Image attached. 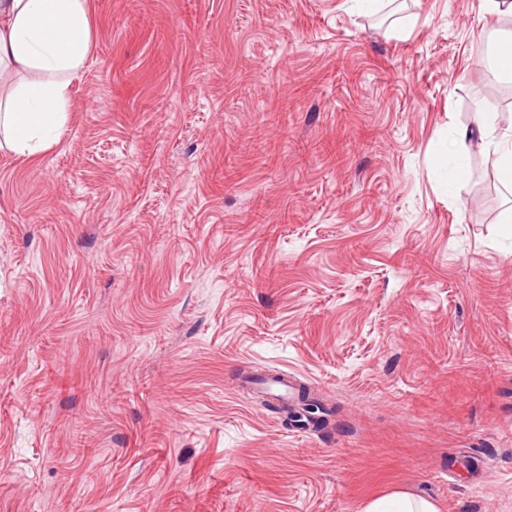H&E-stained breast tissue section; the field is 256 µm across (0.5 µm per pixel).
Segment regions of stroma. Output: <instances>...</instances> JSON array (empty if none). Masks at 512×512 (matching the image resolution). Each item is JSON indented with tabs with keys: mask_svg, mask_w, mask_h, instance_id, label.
<instances>
[{
	"mask_svg": "<svg viewBox=\"0 0 512 512\" xmlns=\"http://www.w3.org/2000/svg\"><path fill=\"white\" fill-rule=\"evenodd\" d=\"M89 10L60 139L0 152V512H512V199L458 139L512 122V20ZM392 499L396 505V511L392 512H437V509L431 502L416 499L404 492L395 493Z\"/></svg>",
	"mask_w": 512,
	"mask_h": 512,
	"instance_id": "stroma-1",
	"label": "stroma"
}]
</instances>
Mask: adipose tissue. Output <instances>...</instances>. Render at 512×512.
I'll return each instance as SVG.
<instances>
[{"mask_svg": "<svg viewBox=\"0 0 512 512\" xmlns=\"http://www.w3.org/2000/svg\"><path fill=\"white\" fill-rule=\"evenodd\" d=\"M92 42L88 0H0V151L34 155L66 122ZM498 176L512 186V125L479 121Z\"/></svg>", "mask_w": 512, "mask_h": 512, "instance_id": "1", "label": "adipose tissue"}]
</instances>
